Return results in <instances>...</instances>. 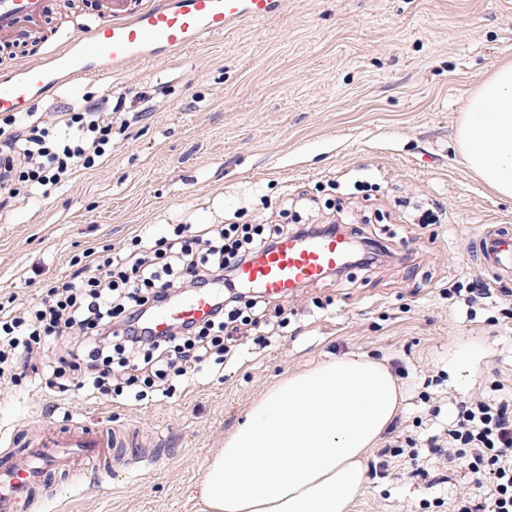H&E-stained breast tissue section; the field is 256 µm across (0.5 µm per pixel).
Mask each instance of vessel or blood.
Instances as JSON below:
<instances>
[{
    "mask_svg": "<svg viewBox=\"0 0 512 512\" xmlns=\"http://www.w3.org/2000/svg\"><path fill=\"white\" fill-rule=\"evenodd\" d=\"M284 0H148L131 8L127 0H97L90 25L62 41L44 44L40 62L18 63L0 74V113L18 116L55 89L116 72L138 61H156L185 52L204 38L281 13ZM50 0H0V43L20 44L40 36ZM477 256L495 279L512 277V230L489 224L476 236ZM350 245L336 234L287 235L238 266L227 291H258L276 299L320 282L343 268ZM218 297L200 291L156 309L154 334L176 323L207 317ZM118 438L111 430L80 425L66 431L47 425L26 465L0 455V512H23L49 475L61 473L83 483L87 472L109 469Z\"/></svg>",
    "mask_w": 512,
    "mask_h": 512,
    "instance_id": "b4317fda",
    "label": "vessel or blood"
}]
</instances>
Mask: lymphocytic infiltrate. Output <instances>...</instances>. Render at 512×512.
Instances as JSON below:
<instances>
[{"label": "lymphocytic infiltrate", "mask_w": 512, "mask_h": 512, "mask_svg": "<svg viewBox=\"0 0 512 512\" xmlns=\"http://www.w3.org/2000/svg\"><path fill=\"white\" fill-rule=\"evenodd\" d=\"M112 154V114L70 107L50 122L0 119V210L19 196H46L79 170ZM279 224L212 225L207 232L177 224L169 236L122 255L88 251L72 257V274L48 283L46 297L25 310L0 307V379L19 352L50 349L42 376L59 394L102 393L122 376L121 393L140 402L146 391L169 396L200 372L211 355L227 356L249 315L265 312L262 296L228 293L209 317L154 335L148 313L182 284L229 281L239 264L275 245ZM440 465L468 476L448 512H512V385L457 402L454 419L431 435Z\"/></svg>", "instance_id": "obj_1"}]
</instances>
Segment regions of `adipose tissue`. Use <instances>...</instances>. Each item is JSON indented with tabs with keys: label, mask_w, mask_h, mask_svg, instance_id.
Segmentation results:
<instances>
[{
	"label": "adipose tissue",
	"mask_w": 512,
	"mask_h": 512,
	"mask_svg": "<svg viewBox=\"0 0 512 512\" xmlns=\"http://www.w3.org/2000/svg\"><path fill=\"white\" fill-rule=\"evenodd\" d=\"M471 170L512 198V64L471 94L457 132ZM394 376L368 358L338 357L274 384L225 437L199 485L208 512H349L366 452L400 407Z\"/></svg>",
	"instance_id": "adipose-tissue-1"
}]
</instances>
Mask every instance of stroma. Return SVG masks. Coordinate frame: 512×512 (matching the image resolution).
I'll use <instances>...</instances> for the list:
<instances>
[{
    "instance_id": "1",
    "label": "stroma",
    "mask_w": 512,
    "mask_h": 512,
    "mask_svg": "<svg viewBox=\"0 0 512 512\" xmlns=\"http://www.w3.org/2000/svg\"><path fill=\"white\" fill-rule=\"evenodd\" d=\"M505 61L512 0H286L263 22L37 102L43 117L110 94L134 119L113 124L107 163L0 215L6 308L41 301L73 255L175 224H267L302 192L334 199L379 257L290 295V324L271 346L240 337L234 362L174 397L61 399L31 371L0 384V451L20 456L46 416L137 434L162 456L154 469L88 474L78 490L52 477L27 512H202L196 485L225 435L279 377L333 357L384 361L416 438L448 423L457 401L512 379V301L470 315L448 297L450 283L491 278L472 252L481 225H512V199L471 172L456 143L469 96ZM434 206L440 223L421 225ZM445 475L413 480L390 458L351 512H448L435 499L468 478Z\"/></svg>"
}]
</instances>
